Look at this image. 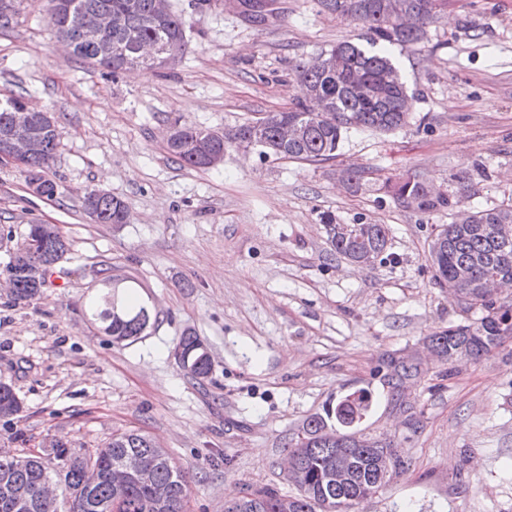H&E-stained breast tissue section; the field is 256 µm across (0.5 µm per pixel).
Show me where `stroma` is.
<instances>
[{"label": "stroma", "instance_id": "stroma-1", "mask_svg": "<svg viewBox=\"0 0 512 512\" xmlns=\"http://www.w3.org/2000/svg\"><path fill=\"white\" fill-rule=\"evenodd\" d=\"M195 2L171 0L186 52L142 79L77 61L47 28L46 0H22L17 24L0 31V98L55 112L60 134L45 172L56 197L0 163V267L31 222L71 243L36 299L0 294V382L23 406L0 419V448L27 452L52 434L92 450L136 429L187 472L188 512H224L250 489L295 494L284 463L305 419L364 393L354 431L393 439L403 465L353 512H512V338L478 361L430 353L431 334L481 312L433 277L429 243L447 214L403 206L390 190L414 177L461 190L471 209L512 204V0H449L422 41L394 48L416 96L401 129L349 130L317 163L233 145L210 169L169 158L175 117L229 130L288 108L299 61L365 38L316 0H280L284 13L262 24L233 0ZM91 189L123 200L127 223H92ZM327 213L387 225L393 262L336 255ZM106 267L133 277L150 310L129 345L86 316ZM188 333L212 358L201 381L175 357ZM392 357L420 366L403 385L414 430L392 398Z\"/></svg>", "mask_w": 512, "mask_h": 512}]
</instances>
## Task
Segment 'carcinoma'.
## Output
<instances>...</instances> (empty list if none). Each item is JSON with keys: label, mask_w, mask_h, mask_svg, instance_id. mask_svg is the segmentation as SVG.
Listing matches in <instances>:
<instances>
[{"label": "carcinoma", "mask_w": 512, "mask_h": 512, "mask_svg": "<svg viewBox=\"0 0 512 512\" xmlns=\"http://www.w3.org/2000/svg\"><path fill=\"white\" fill-rule=\"evenodd\" d=\"M17 2L21 0H0V30L17 23ZM317 2L324 12L348 15L361 25L368 35V46L345 41L296 64L301 97L286 111L265 112L227 132L174 120L178 130L165 146L168 155L183 166L205 169L207 165L198 155L200 146L222 152L227 145H247L253 140L278 158L319 162L335 157L343 132L351 127L390 132L406 123L415 97L408 93L406 78L393 62L392 48L422 40L426 26L448 6V0H393L398 4L395 12L383 8L384 0ZM101 10L112 13V31L104 33L99 44L80 40L78 31ZM47 23L58 38L75 43L73 56L114 76L133 67L138 53L157 42L167 46L169 58L184 54L187 46L181 16L174 11L157 16L154 0H48ZM103 44L112 45V55L102 53ZM323 57L332 61L341 58L342 70L318 64ZM358 78L369 85L368 94L356 92L354 82ZM17 118L38 131L43 141L42 151L23 165L22 172L38 194L52 198L59 186L45 176V169L58 151V125L26 111L22 97L11 96L0 101V138ZM286 122L301 130L298 140H281L280 129ZM391 190L408 207L448 212L450 222L439 230L440 242L429 247L434 277L450 295L470 309L482 310L483 315L473 324L452 326L429 337V345L444 362L459 355L481 359L512 336V303L495 300L485 288L490 278L512 284V239H502L494 232L501 224L512 225V204L473 210L459 219L449 192L431 195L424 183L415 179L399 182ZM83 209L95 224L126 223L124 201L108 192H86ZM322 221L334 253L357 263L367 252L375 262L386 260V225L359 224L355 236L338 239L336 217L327 214ZM69 251V241L56 225L29 224L4 268L14 279L13 300L28 302L40 295L51 269ZM129 281V277H106L108 291L88 305L89 320L116 343L137 340L151 319L148 305L120 287ZM177 351L188 374L196 379L209 376L211 362L200 338L191 334L181 337ZM388 367L391 378L400 384L418 374L417 364L409 360L392 358ZM0 407L13 416L22 411L21 402L5 383H0ZM367 408L366 396L350 395L327 410L326 416L307 418L302 427L304 440L289 451L295 462L290 480L298 494L282 496L268 489L252 490L228 502L230 512H320L328 500H356L370 487L383 488L390 476L380 470L378 461L384 451L393 454L394 441L362 438L328 425L334 418L340 426L350 428ZM341 462L347 463L351 480L339 485L331 475ZM53 478L61 486L59 498L41 497L39 487ZM17 487L31 494L25 507L16 506L11 497ZM189 492L186 476L170 465L166 451L139 430L115 433L104 447L89 453L66 443L54 445L37 462L0 452V512H101L97 505L108 500L116 503V512H186Z\"/></svg>", "instance_id": "cac0c4a2"}]
</instances>
